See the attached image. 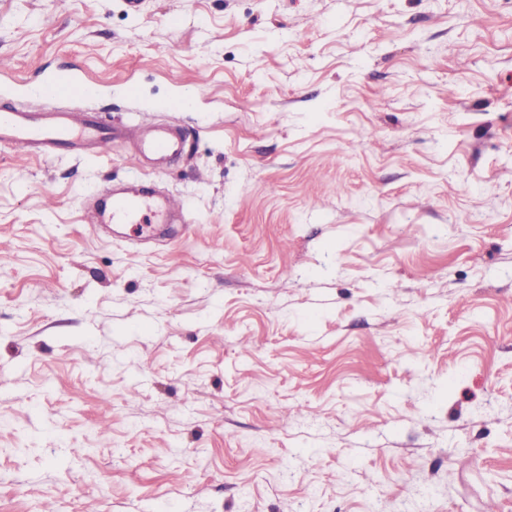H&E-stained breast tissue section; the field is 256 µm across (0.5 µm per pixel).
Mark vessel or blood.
<instances>
[{"label": "vessel or blood", "instance_id": "b4317fda", "mask_svg": "<svg viewBox=\"0 0 512 512\" xmlns=\"http://www.w3.org/2000/svg\"><path fill=\"white\" fill-rule=\"evenodd\" d=\"M93 89L74 71L54 72L29 91L22 108L0 112V148L32 149L45 153L63 146L79 148L93 144L103 150L112 148V132L86 112H50L43 107L46 98L74 96L91 97ZM141 151L159 154L180 153V141L165 136L139 139ZM174 198L148 200L130 192L112 195L110 219L115 224H149L167 213L181 212Z\"/></svg>", "mask_w": 512, "mask_h": 512}]
</instances>
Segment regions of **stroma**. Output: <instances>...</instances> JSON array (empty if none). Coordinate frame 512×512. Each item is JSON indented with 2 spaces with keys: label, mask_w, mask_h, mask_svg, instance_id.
<instances>
[{
  "label": "stroma",
  "mask_w": 512,
  "mask_h": 512,
  "mask_svg": "<svg viewBox=\"0 0 512 512\" xmlns=\"http://www.w3.org/2000/svg\"><path fill=\"white\" fill-rule=\"evenodd\" d=\"M1 56L185 148L0 150V512H512V0H0ZM103 192L112 197L111 214H100L99 221L111 220L112 224H152L153 220L167 213L182 211V205L172 197L160 201L143 199L131 192L118 193L107 185Z\"/></svg>",
  "instance_id": "stroma-1"
}]
</instances>
